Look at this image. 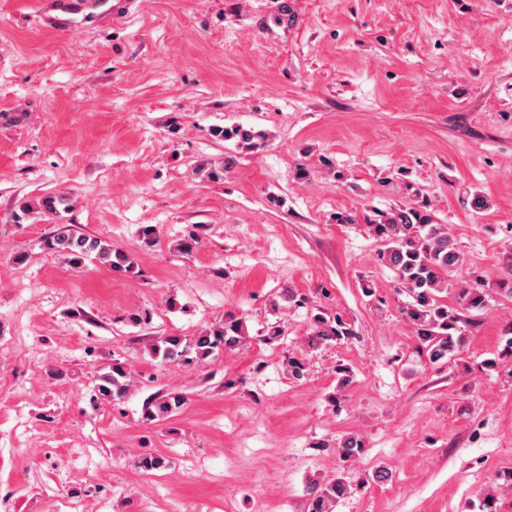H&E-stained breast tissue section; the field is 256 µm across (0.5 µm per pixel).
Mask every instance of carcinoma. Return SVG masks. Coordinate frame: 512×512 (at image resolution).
Returning a JSON list of instances; mask_svg holds the SVG:
<instances>
[{
    "mask_svg": "<svg viewBox=\"0 0 512 512\" xmlns=\"http://www.w3.org/2000/svg\"><path fill=\"white\" fill-rule=\"evenodd\" d=\"M369 231L385 249L380 259L396 274L398 282L408 289L412 301L401 309L416 333L419 348L427 352L432 364H441L455 355L464 343L465 321L457 309L440 299L448 288V278L459 272L463 257L448 233V228L434 222L432 215L422 206L400 207L381 211L368 223ZM48 254L63 255L73 264L94 255L99 263L115 272H128L133 268L129 254L117 250L100 238H89L70 230L58 231L42 241ZM462 306L481 310L486 305L482 289L463 288L459 293ZM354 335L352 325L341 315L317 312L312 315L311 332L306 340L310 349L321 345L339 343ZM245 339L244 320L232 312L213 329L205 331L191 342L180 336H159L150 344V354L166 364H186L203 361L221 346L231 348ZM129 376L126 364L112 360L109 371L98 375L94 399L112 402L126 395ZM186 402L181 392H157L147 398L143 416L148 421H163L175 414ZM363 440L348 435L336 443L334 450L349 460L364 453ZM308 512H333L336 503L350 493V486L343 479L308 487Z\"/></svg>",
    "mask_w": 512,
    "mask_h": 512,
    "instance_id": "1",
    "label": "carcinoma"
}]
</instances>
